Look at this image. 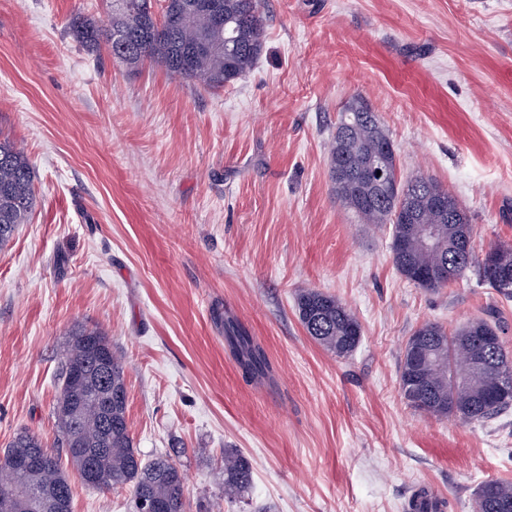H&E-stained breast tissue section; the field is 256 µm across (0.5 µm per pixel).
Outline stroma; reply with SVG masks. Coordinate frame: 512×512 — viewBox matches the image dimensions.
<instances>
[{
    "mask_svg": "<svg viewBox=\"0 0 512 512\" xmlns=\"http://www.w3.org/2000/svg\"><path fill=\"white\" fill-rule=\"evenodd\" d=\"M265 47L220 90L89 49L73 20L105 0H0V139L33 167L29 223L0 248V451L47 446L61 352L99 327L120 359L143 460L184 473L186 512H474L482 481L512 482V410L482 424L412 409L405 343L494 312L512 352V298L467 274L427 290L396 271L386 230L341 206L328 153L364 98L401 178L436 179L469 211L472 245L512 244V0H265ZM305 289L352 309L362 339L336 357L306 333ZM220 310L265 350L248 383ZM253 467L224 497V455ZM72 512H130L131 490L67 472Z\"/></svg>",
    "mask_w": 512,
    "mask_h": 512,
    "instance_id": "stroma-1",
    "label": "stroma"
}]
</instances>
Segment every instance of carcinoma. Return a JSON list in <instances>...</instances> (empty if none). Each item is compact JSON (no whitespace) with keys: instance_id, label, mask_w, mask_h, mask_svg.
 <instances>
[{"instance_id":"1","label":"carcinoma","mask_w":512,"mask_h":512,"mask_svg":"<svg viewBox=\"0 0 512 512\" xmlns=\"http://www.w3.org/2000/svg\"><path fill=\"white\" fill-rule=\"evenodd\" d=\"M224 27L211 21L203 0H108L110 22L100 27L74 21L76 38L97 48L108 46L112 58L130 66L150 60L171 73L200 81L212 89L244 78L264 50V0H218ZM392 143L376 112L363 98L346 104L338 115L329 150L331 180L340 204L365 224L390 226L393 264L414 285L436 289L459 280L470 268L482 284L512 298V245L495 244L492 264L468 255L457 261L472 243L470 216L458 200L432 178L402 180L395 152L382 155ZM398 183L399 194L379 198L360 174L377 182L374 168ZM35 189L28 157L13 142L0 140V248L19 227L29 222L35 206ZM437 230V246L423 248L415 225ZM297 313L311 339L326 351L345 358L358 347L361 324L354 312L336 297L314 289L297 296ZM495 337L492 347L483 346ZM419 339H434V352L416 358L412 346ZM224 342L243 376L250 380L270 377L264 349L248 331L224 319ZM479 350L484 362L473 368L464 352ZM71 364H85L88 375L70 379ZM61 386L54 405L61 447L79 438L85 453L65 452L84 484L96 489L129 487L134 500L146 498L162 512H185L184 475L166 456L149 463L133 448L127 421V393L123 368L112 352L107 335L97 327L79 326L71 334L61 358ZM512 370V356L490 318L469 320L448 334L437 323L417 328L406 341L400 364V388L415 409L435 417L454 416L467 423L487 421L512 407V393L501 392L502 378ZM112 390V407L99 401ZM45 447L42 439L21 430L0 456V495L19 491L31 495L30 512H72L68 476L60 456L50 451L46 465L21 467L19 458ZM253 481L252 465L240 453L224 454V498L244 495ZM476 512H512V482L490 479L481 484Z\"/></svg>"}]
</instances>
